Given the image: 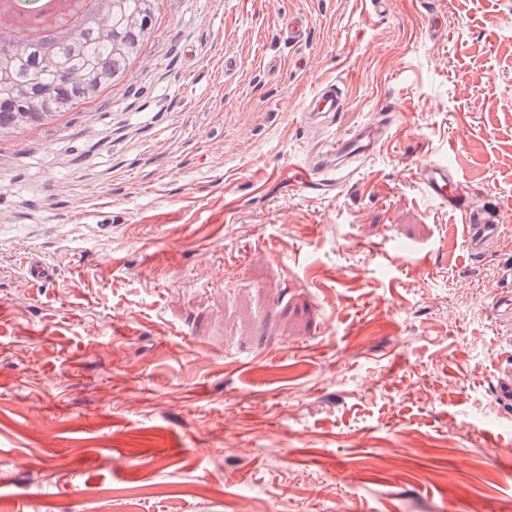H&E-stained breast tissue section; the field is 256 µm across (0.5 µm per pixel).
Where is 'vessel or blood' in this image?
Here are the masks:
<instances>
[{"mask_svg": "<svg viewBox=\"0 0 512 512\" xmlns=\"http://www.w3.org/2000/svg\"><path fill=\"white\" fill-rule=\"evenodd\" d=\"M341 107V93L336 85L329 84L312 98L308 109L323 118L340 111ZM420 182L428 193L458 216L463 228L464 246L471 259L487 256L503 232L502 225L492 223L485 214L466 205L458 184L449 182L447 167L424 168Z\"/></svg>", "mask_w": 512, "mask_h": 512, "instance_id": "1", "label": "vessel or blood"}]
</instances>
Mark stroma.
I'll return each instance as SVG.
<instances>
[{"label": "stroma", "instance_id": "stroma-1", "mask_svg": "<svg viewBox=\"0 0 512 512\" xmlns=\"http://www.w3.org/2000/svg\"><path fill=\"white\" fill-rule=\"evenodd\" d=\"M158 25L121 86L0 141V512H512V0ZM326 82L343 110L308 121ZM366 127L349 180L300 179ZM444 153L507 227L483 260L419 184Z\"/></svg>", "mask_w": 512, "mask_h": 512}]
</instances>
